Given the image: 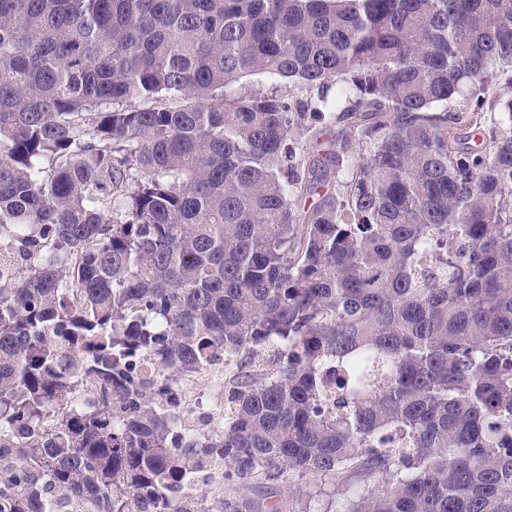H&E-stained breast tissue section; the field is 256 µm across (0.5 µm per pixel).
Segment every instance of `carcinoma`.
Here are the masks:
<instances>
[{
  "label": "carcinoma",
  "instance_id": "cac0c4a2",
  "mask_svg": "<svg viewBox=\"0 0 512 512\" xmlns=\"http://www.w3.org/2000/svg\"><path fill=\"white\" fill-rule=\"evenodd\" d=\"M511 69L512 0H0V512H512ZM194 413L192 426H199L200 417H211L212 422L218 421L224 415V397L218 390L214 374L205 372L197 375L191 383Z\"/></svg>",
  "mask_w": 512,
  "mask_h": 512
}]
</instances>
